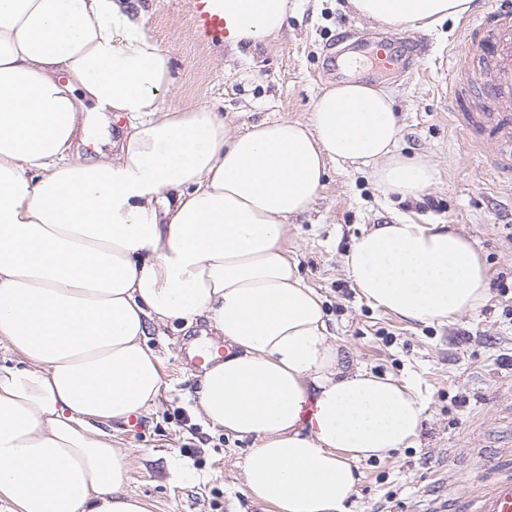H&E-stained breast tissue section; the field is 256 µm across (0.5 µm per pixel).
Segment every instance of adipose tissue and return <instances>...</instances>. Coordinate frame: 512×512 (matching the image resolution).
Here are the masks:
<instances>
[{
	"label": "adipose tissue",
	"instance_id": "adipose-tissue-1",
	"mask_svg": "<svg viewBox=\"0 0 512 512\" xmlns=\"http://www.w3.org/2000/svg\"><path fill=\"white\" fill-rule=\"evenodd\" d=\"M386 24L425 28L471 0H350ZM226 43L279 33L288 0H222ZM169 53L126 0H0V499L13 512H148L125 488L105 430L162 388L148 323L207 321L196 403L253 439L247 491L275 512H347L357 464L417 438L411 385L346 366L320 296L284 242L328 162L359 163L384 193L435 178L398 149L393 97L324 89L308 123L238 129L208 107L166 106ZM122 121L114 153H72L82 100ZM345 265L360 295L406 319L445 322L490 297L471 239L443 224H378Z\"/></svg>",
	"mask_w": 512,
	"mask_h": 512
}]
</instances>
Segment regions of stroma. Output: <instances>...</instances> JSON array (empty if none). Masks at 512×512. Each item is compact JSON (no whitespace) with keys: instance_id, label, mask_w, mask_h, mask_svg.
Listing matches in <instances>:
<instances>
[{"instance_id":"35a3bbf8","label":"stroma","mask_w":512,"mask_h":512,"mask_svg":"<svg viewBox=\"0 0 512 512\" xmlns=\"http://www.w3.org/2000/svg\"><path fill=\"white\" fill-rule=\"evenodd\" d=\"M277 35L237 51L196 34L190 0H129L171 57L168 105L209 107L238 128L263 119L307 122L318 95L336 82L327 49H359L390 38L399 56L420 50L419 66L366 70L392 93L403 153L436 170L420 199L383 196L367 168L328 163L312 207L288 226L285 247L306 284L321 296L345 363L416 385L427 399L420 434L393 459L360 463L350 512H426L459 495L484 455L512 439V183L499 179L449 116L440 60L461 53V18L428 30L357 15L349 0H289ZM447 224L468 235L486 267L491 299L439 324L407 321L367 304L349 277L345 256L374 224L402 218ZM179 323L148 325L161 358L164 392L142 413V431L109 426L124 456L126 489L148 512H275L247 494L242 464L252 446L211 428L194 400L196 370L187 353L197 339Z\"/></svg>"}]
</instances>
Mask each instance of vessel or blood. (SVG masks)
<instances>
[{
  "mask_svg": "<svg viewBox=\"0 0 512 512\" xmlns=\"http://www.w3.org/2000/svg\"><path fill=\"white\" fill-rule=\"evenodd\" d=\"M193 17L204 37L223 41L224 13L219 0H193ZM464 49L443 62L450 71L444 94L451 115L483 147L485 132L494 134L490 164L512 161V9L477 13L462 24ZM485 470L495 471L486 489L464 492L448 505V512H512V467L505 469L496 456Z\"/></svg>",
  "mask_w": 512,
  "mask_h": 512,
  "instance_id": "b4317fda",
  "label": "vessel or blood"
}]
</instances>
